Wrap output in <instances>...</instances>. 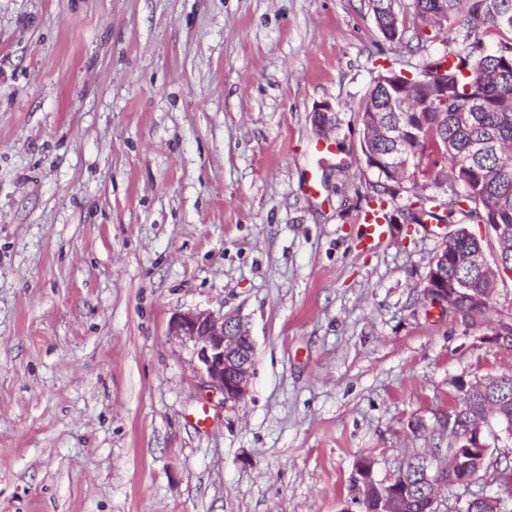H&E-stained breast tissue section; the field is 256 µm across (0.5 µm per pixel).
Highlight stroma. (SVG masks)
<instances>
[{
    "instance_id": "35a3bbf8",
    "label": "stroma",
    "mask_w": 512,
    "mask_h": 512,
    "mask_svg": "<svg viewBox=\"0 0 512 512\" xmlns=\"http://www.w3.org/2000/svg\"><path fill=\"white\" fill-rule=\"evenodd\" d=\"M368 0H0V512H349L441 447L456 380L512 371L422 288L448 224L359 246ZM338 129L319 135L316 105ZM240 314L239 403L169 334ZM440 512L512 496V439ZM359 462L356 465L357 475H359ZM361 464V474L355 481L357 502L362 507L369 503H377V512H399L396 510L404 506L401 501L405 497L399 493L400 486L404 481L403 472L400 471L401 467L388 479L379 480L374 475L373 461L367 460Z\"/></svg>"
}]
</instances>
